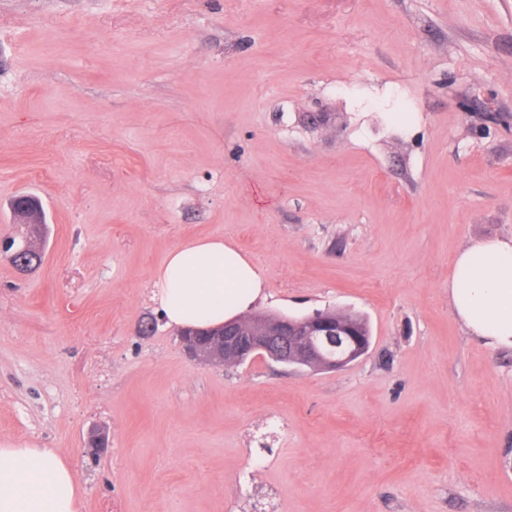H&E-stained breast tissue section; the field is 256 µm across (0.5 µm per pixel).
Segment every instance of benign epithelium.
Wrapping results in <instances>:
<instances>
[{"label":"benign epithelium","instance_id":"obj_1","mask_svg":"<svg viewBox=\"0 0 512 512\" xmlns=\"http://www.w3.org/2000/svg\"><path fill=\"white\" fill-rule=\"evenodd\" d=\"M39 221L29 219L0 234V258L20 271L32 267L34 249L41 243ZM185 353L203 365L240 364L251 356L311 370H338L364 355L370 339L359 335L334 311L297 318L257 314L234 319L210 330L207 336L181 337Z\"/></svg>","mask_w":512,"mask_h":512}]
</instances>
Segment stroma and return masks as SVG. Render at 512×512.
<instances>
[{
  "mask_svg": "<svg viewBox=\"0 0 512 512\" xmlns=\"http://www.w3.org/2000/svg\"><path fill=\"white\" fill-rule=\"evenodd\" d=\"M22 194L0 443L55 449L80 512H512V350L448 299L512 235V0H0V228ZM203 236L258 312L360 314L368 352L190 361L151 272ZM23 223L26 225L15 224L9 233L0 234V258L6 259L20 271H27L33 265L32 260L37 265L33 254L41 253L35 252L34 249L41 243L42 226L39 225L40 221L35 219ZM16 239L22 241L21 246H15Z\"/></svg>",
  "mask_w": 512,
  "mask_h": 512,
  "instance_id": "obj_1",
  "label": "stroma"
}]
</instances>
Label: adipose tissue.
I'll return each mask as SVG.
<instances>
[{
  "label": "adipose tissue",
  "instance_id": "obj_1",
  "mask_svg": "<svg viewBox=\"0 0 512 512\" xmlns=\"http://www.w3.org/2000/svg\"><path fill=\"white\" fill-rule=\"evenodd\" d=\"M168 325L214 327L266 296L257 265L229 241L203 237L172 247L151 277ZM450 304L469 333L512 349V236L476 240L454 259ZM80 487L51 448L0 444V512H78Z\"/></svg>",
  "mask_w": 512,
  "mask_h": 512
}]
</instances>
